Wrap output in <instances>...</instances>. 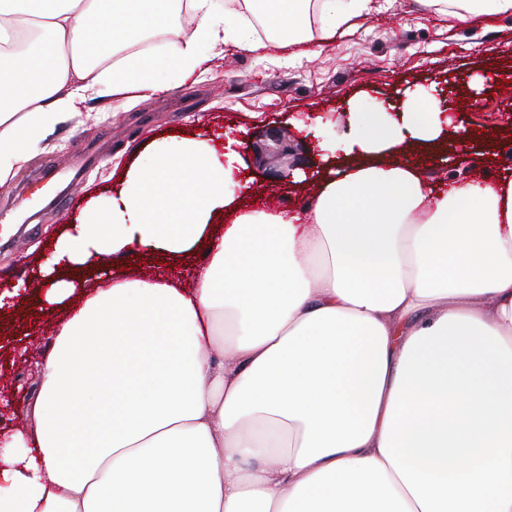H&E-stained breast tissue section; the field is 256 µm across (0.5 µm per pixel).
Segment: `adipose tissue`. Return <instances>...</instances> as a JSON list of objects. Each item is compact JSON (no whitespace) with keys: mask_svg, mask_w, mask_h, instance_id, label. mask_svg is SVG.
<instances>
[{"mask_svg":"<svg viewBox=\"0 0 512 512\" xmlns=\"http://www.w3.org/2000/svg\"><path fill=\"white\" fill-rule=\"evenodd\" d=\"M449 27L512 0H419ZM317 57L377 0H0V186L79 107L147 100L226 45ZM165 48L158 65L145 40ZM298 211L240 203L243 139L152 143L40 269L61 311L35 426L0 443V512H512V177L413 154L465 125L417 91L346 109ZM204 249L127 278L129 253Z\"/></svg>","mask_w":512,"mask_h":512,"instance_id":"1","label":"adipose tissue"}]
</instances>
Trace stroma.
Listing matches in <instances>:
<instances>
[{
    "label": "stroma",
    "mask_w": 512,
    "mask_h": 512,
    "mask_svg": "<svg viewBox=\"0 0 512 512\" xmlns=\"http://www.w3.org/2000/svg\"><path fill=\"white\" fill-rule=\"evenodd\" d=\"M267 59L228 46L210 73L177 83L145 101L95 100L61 125L35 151L13 181L0 188V225H11L0 237V294L24 282L27 291L13 307L0 309V436L33 428L27 402L35 387L36 364L51 340L49 325L29 330L43 306L39 268L53 254L56 232L74 215L88 191L110 186L115 164H130L153 138L194 130L218 134L243 128L249 147L243 174L254 188L273 195L278 206L301 208L302 192L293 190L299 174L321 165V143L338 141L340 112L349 98L361 97L368 112L381 109L385 98L404 89L434 93L454 84L456 114L472 136L467 160L456 163L453 150L437 156L429 174L451 182L479 172L496 180L512 171V15L490 21L488 28H449L446 17L424 9L417 0H390L386 10L357 20L351 33L326 44L312 59L287 50L289 63L278 61V49ZM102 118L87 120V113ZM323 117L314 129L306 116ZM289 130L287 177L265 169L270 141L267 131Z\"/></svg>",
    "instance_id": "35a3bbf8"
}]
</instances>
